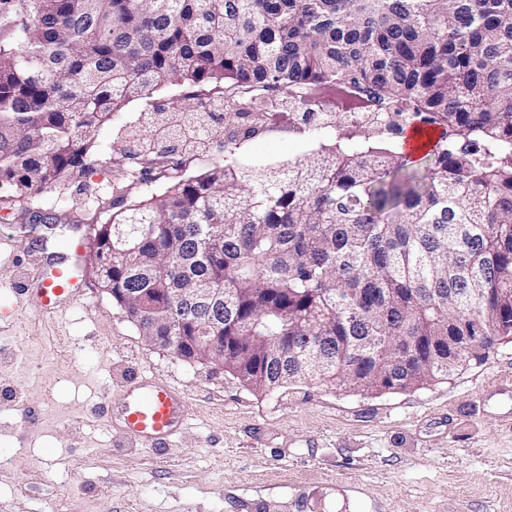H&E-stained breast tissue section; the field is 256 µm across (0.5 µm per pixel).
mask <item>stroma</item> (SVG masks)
<instances>
[{
    "instance_id": "1",
    "label": "stroma",
    "mask_w": 512,
    "mask_h": 512,
    "mask_svg": "<svg viewBox=\"0 0 512 512\" xmlns=\"http://www.w3.org/2000/svg\"><path fill=\"white\" fill-rule=\"evenodd\" d=\"M185 93L131 99L98 130L93 170L23 200L0 193V512H512V343L421 389L364 395L309 381L261 395L148 342L92 275L54 319L14 294L17 275L57 247L26 235L29 222L84 230L91 197L121 207L166 186L163 170L123 178L137 164L127 131ZM313 147L282 128L235 160L263 168ZM143 373L191 405L165 447L121 437L96 411Z\"/></svg>"
}]
</instances>
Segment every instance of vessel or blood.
<instances>
[{"label": "vessel or blood", "instance_id": "1", "mask_svg": "<svg viewBox=\"0 0 512 512\" xmlns=\"http://www.w3.org/2000/svg\"><path fill=\"white\" fill-rule=\"evenodd\" d=\"M86 244L85 238H75L66 244L65 256L20 275L15 282L16 295L33 302L42 313L64 311L82 294L74 260ZM102 413L106 422L123 434L150 446L166 443L192 419L183 391L147 374L140 375L119 397L107 399Z\"/></svg>", "mask_w": 512, "mask_h": 512}]
</instances>
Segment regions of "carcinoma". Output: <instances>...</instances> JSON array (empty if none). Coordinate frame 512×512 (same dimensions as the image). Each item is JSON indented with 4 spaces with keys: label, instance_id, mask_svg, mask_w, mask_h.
Instances as JSON below:
<instances>
[{
    "label": "carcinoma",
    "instance_id": "obj_1",
    "mask_svg": "<svg viewBox=\"0 0 512 512\" xmlns=\"http://www.w3.org/2000/svg\"><path fill=\"white\" fill-rule=\"evenodd\" d=\"M184 84L210 93L126 173L175 175L92 214L140 335L191 357L205 329L260 394L408 391L512 343V0H0V189L94 167L130 98ZM279 125L318 147L179 175L175 143L231 157Z\"/></svg>",
    "mask_w": 512,
    "mask_h": 512
}]
</instances>
